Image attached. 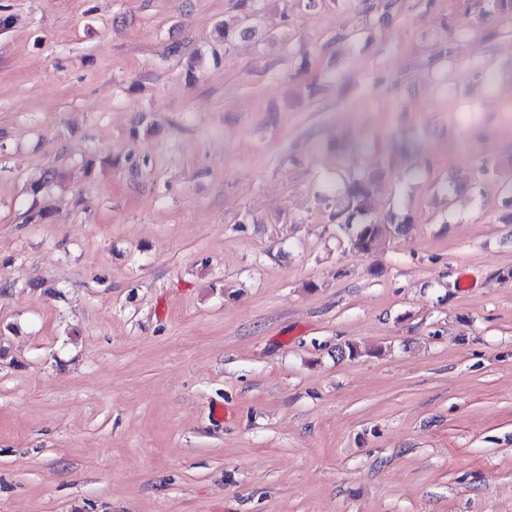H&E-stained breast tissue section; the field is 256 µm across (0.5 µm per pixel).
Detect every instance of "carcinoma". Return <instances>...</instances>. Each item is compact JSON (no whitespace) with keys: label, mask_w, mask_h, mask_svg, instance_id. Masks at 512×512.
<instances>
[{"label":"carcinoma","mask_w":512,"mask_h":512,"mask_svg":"<svg viewBox=\"0 0 512 512\" xmlns=\"http://www.w3.org/2000/svg\"><path fill=\"white\" fill-rule=\"evenodd\" d=\"M479 7L481 15L485 17L512 14V0H480ZM240 8L241 14L234 23L224 24L221 30L226 52L230 50L234 38L251 32L246 19L257 18L260 11L257 0H240ZM397 165L395 154L383 153L372 169L353 173L336 192V210L330 214V220L344 227L349 234L350 244L359 252H371L382 240L400 235L405 225L413 223L408 215L391 214L383 222L374 221L356 226L350 224L351 216L365 215L371 210L378 184Z\"/></svg>","instance_id":"obj_1"}]
</instances>
